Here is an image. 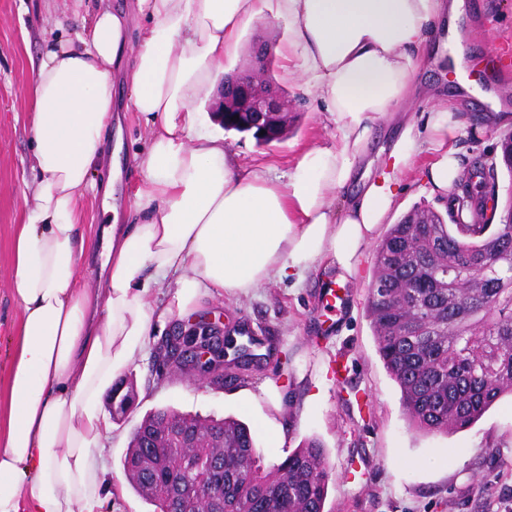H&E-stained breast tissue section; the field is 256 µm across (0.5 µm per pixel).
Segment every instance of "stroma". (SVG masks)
I'll return each instance as SVG.
<instances>
[{
    "label": "stroma",
    "mask_w": 512,
    "mask_h": 512,
    "mask_svg": "<svg viewBox=\"0 0 512 512\" xmlns=\"http://www.w3.org/2000/svg\"><path fill=\"white\" fill-rule=\"evenodd\" d=\"M96 7L97 0H0V382L7 377L21 317L11 291L10 244L35 179L29 165L28 88L45 40H77L83 17ZM459 29L468 73L484 75L487 46L512 42V0H465ZM424 77L461 99L462 125L454 145L464 162L498 157L501 139L512 134V120H488L478 99H463L446 63L430 65ZM272 78L291 104L287 137L267 146L247 133L230 131L226 138L241 166L268 165L282 175L303 150L335 143L337 132L327 113L305 96L301 79H284L281 59L273 61ZM115 90L113 122L120 125L123 142L115 202L125 209L128 186L144 183L133 156L146 140L137 113L126 108L123 79H116ZM426 162L419 156L404 173L401 212L417 205L445 211L446 202L430 195L423 181ZM374 250L371 242L363 247L356 274L341 285L346 305L338 313L322 306L329 274L320 268L298 286L272 283L248 296L216 292L199 300L191 320L220 315L228 323L244 322L276 345V355L245 386L218 389L167 372L150 355L128 368L124 376L134 382L137 400L112 424L105 459L119 492L101 512H152L128 484L122 463L135 427L162 407L245 421L268 467L303 441H319L329 462L324 512H512V396L504 395L474 425L452 434L422 433L409 424L366 315ZM340 356L348 365L342 381L333 372ZM281 430L286 438L274 444Z\"/></svg>",
    "instance_id": "35a3bbf8"
}]
</instances>
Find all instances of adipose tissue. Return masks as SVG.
<instances>
[{
  "label": "adipose tissue",
  "instance_id": "adipose-tissue-1",
  "mask_svg": "<svg viewBox=\"0 0 512 512\" xmlns=\"http://www.w3.org/2000/svg\"><path fill=\"white\" fill-rule=\"evenodd\" d=\"M269 13L292 26L290 45L275 48L285 76L301 75L338 132L281 177L267 165L240 169L223 134L198 132L194 111L213 100L241 28ZM135 14L146 21L137 32ZM460 14L459 0H136L99 6L79 43L47 42L29 89L33 203L11 241L21 321L0 400V512H100L116 495L104 401L156 325L217 290L302 282L317 260L353 273L420 153L430 156L429 192L447 195L464 173L452 100L438 99L423 124H402L378 167L363 161L376 120L407 101L427 40ZM126 52L145 183L125 223L95 237L84 200L92 192L107 204L114 193L112 67ZM359 177L361 192L340 198Z\"/></svg>",
  "mask_w": 512,
  "mask_h": 512
}]
</instances>
